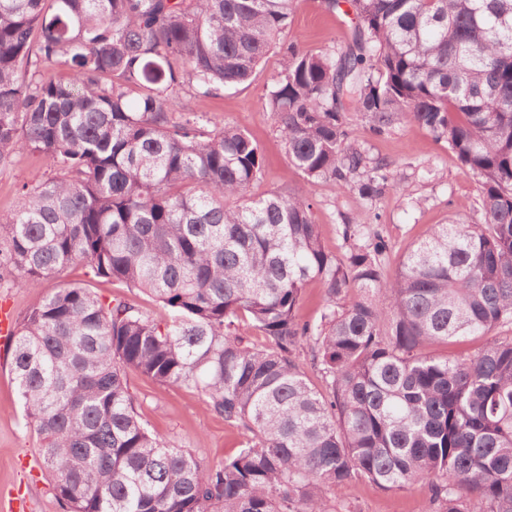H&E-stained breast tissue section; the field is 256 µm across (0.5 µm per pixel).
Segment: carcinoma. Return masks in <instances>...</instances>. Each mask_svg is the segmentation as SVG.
<instances>
[{"label":"carcinoma","mask_w":512,"mask_h":512,"mask_svg":"<svg viewBox=\"0 0 512 512\" xmlns=\"http://www.w3.org/2000/svg\"><path fill=\"white\" fill-rule=\"evenodd\" d=\"M295 3L0 0V166L27 151L62 171L0 211V283L82 264L168 310L71 283L16 328L11 371L67 512H330L357 481L419 485L423 512H512V336L493 335L512 325V0H350L352 41L317 52L280 44ZM276 47L266 109L303 177L372 203L399 185L347 115L376 136L416 122L480 178L483 223L432 225L390 271L379 230L341 216L337 256L304 196L252 195L260 145L178 93L244 83ZM311 281L314 322L297 314ZM129 369L199 391L236 453L210 467L152 434Z\"/></svg>","instance_id":"carcinoma-1"}]
</instances>
